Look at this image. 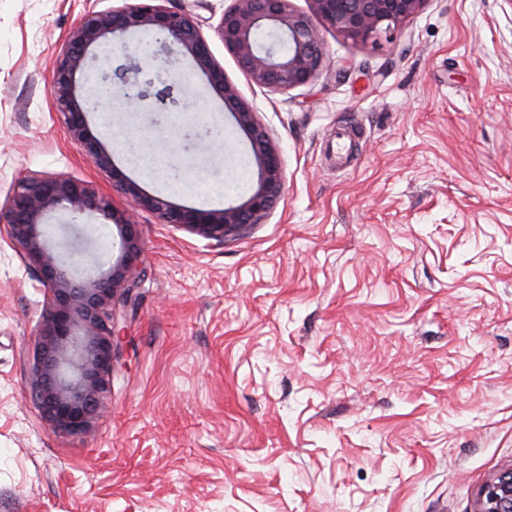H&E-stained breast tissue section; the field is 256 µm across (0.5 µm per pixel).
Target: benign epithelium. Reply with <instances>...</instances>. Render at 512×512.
Listing matches in <instances>:
<instances>
[{
    "mask_svg": "<svg viewBox=\"0 0 512 512\" xmlns=\"http://www.w3.org/2000/svg\"><path fill=\"white\" fill-rule=\"evenodd\" d=\"M310 2L309 14L295 10L291 0H232L224 9L217 33L225 50L257 85L288 90L312 83L326 63L322 26L355 42H366L417 15L428 0ZM263 29L275 31L287 48L277 42L259 43L256 34ZM131 31L151 32L155 40L137 44L130 54L123 38ZM104 43L115 46L120 54L101 76L104 90L81 95L76 76L92 49ZM174 49L193 59L251 144L255 188L235 206L218 210L177 207L145 194L114 165L87 125L86 114L100 111L112 97L114 86L127 109H138L146 102L168 111L177 106L180 78L173 74L162 80L144 66L149 59L155 62L161 55L171 56ZM50 94L64 117L70 140L111 175L112 187L126 195L133 207L153 211L164 224L222 241L258 223L283 194L285 176L278 148L224 76L198 22L184 11L165 7L161 0H136L129 6L87 12L71 29L57 58ZM56 209L66 210L75 224L85 223V217L93 213L116 221L121 228L119 257L109 269L92 267L82 279H74L70 266L47 245L42 231L45 216ZM0 238L36 267L44 288L45 316L34 341L31 398L54 429L84 431L105 408L109 377L122 356L123 311L140 278L137 225L115 216L106 199L79 181L65 175H25L0 206ZM476 512H512V468L481 487Z\"/></svg>",
    "mask_w": 512,
    "mask_h": 512,
    "instance_id": "7a95c632",
    "label": "benign epithelium"
}]
</instances>
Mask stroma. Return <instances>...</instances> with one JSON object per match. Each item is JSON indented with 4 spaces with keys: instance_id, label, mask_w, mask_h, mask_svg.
<instances>
[{
    "instance_id": "35a3bbf8",
    "label": "stroma",
    "mask_w": 512,
    "mask_h": 512,
    "mask_svg": "<svg viewBox=\"0 0 512 512\" xmlns=\"http://www.w3.org/2000/svg\"><path fill=\"white\" fill-rule=\"evenodd\" d=\"M230 3L164 0L199 21L286 186L216 241L131 209L53 104L68 33L116 0H0V204L21 175H66L142 243L107 408L81 434L29 397L43 292L0 243V512H475L512 466V5L427 0L365 43L322 27L317 79L271 91L217 35ZM174 65L178 108L113 104L88 127L146 194L241 202L248 141L205 76ZM203 128L220 138L188 141ZM127 139L190 188L138 169ZM44 231L74 272L118 256L108 216L57 212Z\"/></svg>"
}]
</instances>
